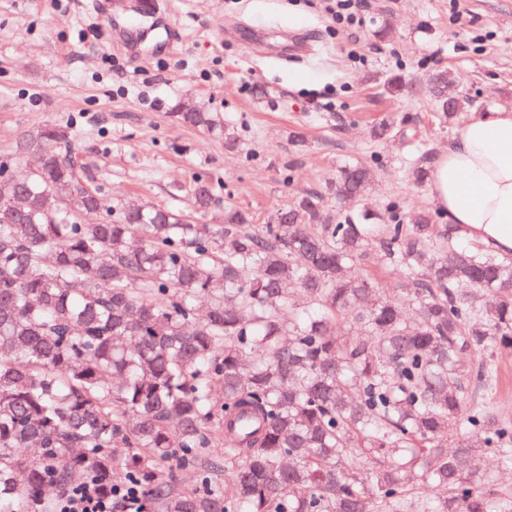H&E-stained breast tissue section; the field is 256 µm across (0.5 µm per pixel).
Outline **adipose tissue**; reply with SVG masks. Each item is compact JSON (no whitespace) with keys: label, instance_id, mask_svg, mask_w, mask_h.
Wrapping results in <instances>:
<instances>
[{"label":"adipose tissue","instance_id":"adipose-tissue-1","mask_svg":"<svg viewBox=\"0 0 512 512\" xmlns=\"http://www.w3.org/2000/svg\"><path fill=\"white\" fill-rule=\"evenodd\" d=\"M430 191L449 223L512 255V110L467 123L435 159Z\"/></svg>","mask_w":512,"mask_h":512}]
</instances>
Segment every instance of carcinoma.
<instances>
[{"label": "carcinoma", "mask_w": 512, "mask_h": 512, "mask_svg": "<svg viewBox=\"0 0 512 512\" xmlns=\"http://www.w3.org/2000/svg\"><path fill=\"white\" fill-rule=\"evenodd\" d=\"M172 117L237 144L213 112ZM371 178L344 166L260 225L217 213L201 178L189 211L105 210L71 126L18 139L0 159V512H55L44 488L88 477L109 494L117 472L143 512H512L485 462L512 467V420L474 392L512 351V259L436 233L438 212L329 221ZM371 257L406 287L350 275Z\"/></svg>", "instance_id": "obj_1"}]
</instances>
